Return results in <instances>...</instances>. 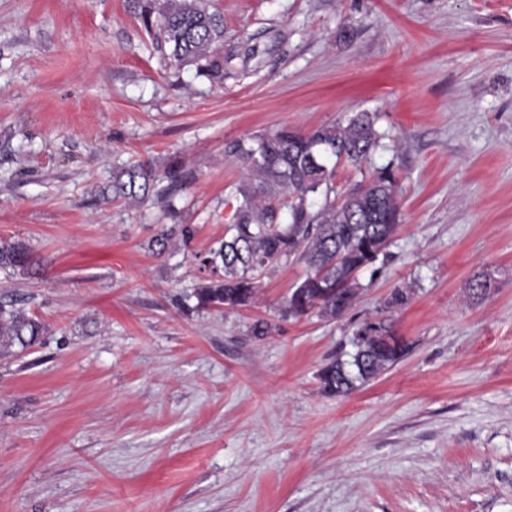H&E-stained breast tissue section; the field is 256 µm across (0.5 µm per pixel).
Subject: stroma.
<instances>
[{"mask_svg":"<svg viewBox=\"0 0 512 512\" xmlns=\"http://www.w3.org/2000/svg\"><path fill=\"white\" fill-rule=\"evenodd\" d=\"M223 84L170 66L128 0H0V304L39 320L0 351V512H512V0H211ZM379 114L336 187L393 165L401 222L342 319L200 308L224 236L225 141ZM179 159L166 198L99 192ZM196 230L152 255L162 225ZM487 296L468 297L473 278ZM409 354L346 397L317 374L397 287ZM276 331L253 338L255 320ZM38 264L30 248L21 240L0 246V266L10 267L19 272H29Z\"/></svg>","mask_w":512,"mask_h":512,"instance_id":"obj_1","label":"stroma"}]
</instances>
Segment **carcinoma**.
Segmentation results:
<instances>
[{
	"instance_id": "carcinoma-1",
	"label": "carcinoma",
	"mask_w": 512,
	"mask_h": 512,
	"mask_svg": "<svg viewBox=\"0 0 512 512\" xmlns=\"http://www.w3.org/2000/svg\"><path fill=\"white\" fill-rule=\"evenodd\" d=\"M134 9L146 30L159 26L171 64L224 82V19L210 10L209 0H135ZM376 123V114L358 112L310 133L282 127L224 143V157L242 167L243 178L232 187L236 207L224 240L195 254L208 272L192 293L197 307H251L262 276L291 260L304 264L305 272L284 299L281 318L314 314L338 320L355 307L361 293L358 274L387 258L386 248L401 220L398 178L389 165L375 170L366 183L343 193L336 190V168H362L379 145L382 134ZM184 178L177 161L160 174L150 164L120 167L101 196L139 203L153 192L163 195L156 190L158 181L172 188ZM193 236L192 225L170 224L149 240L147 249L161 256L172 241L186 247ZM37 264L21 240L0 246V266L24 273ZM413 297L414 288H396L385 302L384 316L362 322L374 335L352 342L351 360L337 359L320 370L322 393L345 397L407 355L408 344L382 341L380 332L393 323L388 313L409 305ZM41 331L40 322L0 308V345L30 346Z\"/></svg>"
}]
</instances>
